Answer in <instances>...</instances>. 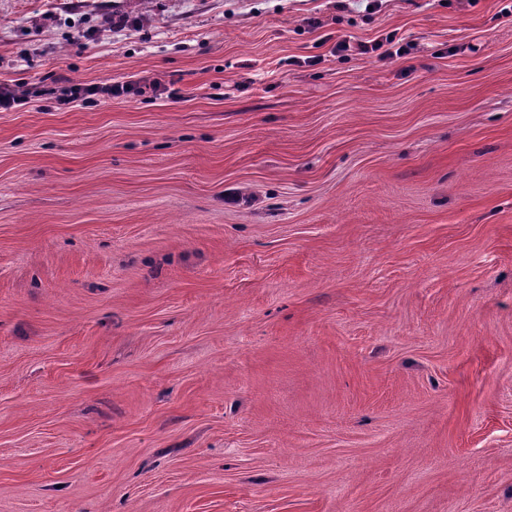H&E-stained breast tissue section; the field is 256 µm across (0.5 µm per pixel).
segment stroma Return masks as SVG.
I'll return each instance as SVG.
<instances>
[{"label":"stroma","mask_w":512,"mask_h":512,"mask_svg":"<svg viewBox=\"0 0 512 512\" xmlns=\"http://www.w3.org/2000/svg\"><path fill=\"white\" fill-rule=\"evenodd\" d=\"M4 84L0 512H512V0H0ZM71 84L69 86V94L65 98L60 99L64 103L75 102L78 100L101 101L105 99H112V96H118L124 92L128 93L133 87L132 82H113V83H100L95 85H82L80 83Z\"/></svg>","instance_id":"obj_1"}]
</instances>
